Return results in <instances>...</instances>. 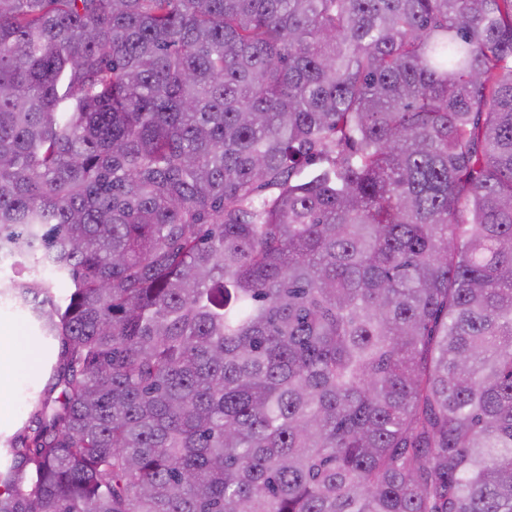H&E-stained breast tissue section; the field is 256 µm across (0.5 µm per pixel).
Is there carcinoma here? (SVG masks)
<instances>
[{
    "instance_id": "1",
    "label": "carcinoma",
    "mask_w": 512,
    "mask_h": 512,
    "mask_svg": "<svg viewBox=\"0 0 512 512\" xmlns=\"http://www.w3.org/2000/svg\"><path fill=\"white\" fill-rule=\"evenodd\" d=\"M4 256L0 512H512V0H0ZM15 343L11 346L10 355L12 367L8 372L1 373L0 385L12 375L24 374L34 369L36 364L35 352L38 356L36 373L13 379L0 388V470H6L12 463L8 443L28 427L34 428L36 423L31 415V402L39 391L49 386L52 380L51 364L55 362L60 351L59 344L54 342L51 348H46L36 336V327L31 318L21 312H5L0 308V349L1 345L8 347L16 332Z\"/></svg>"
}]
</instances>
